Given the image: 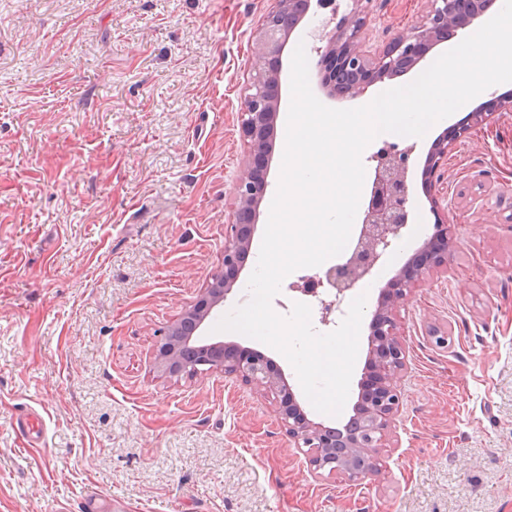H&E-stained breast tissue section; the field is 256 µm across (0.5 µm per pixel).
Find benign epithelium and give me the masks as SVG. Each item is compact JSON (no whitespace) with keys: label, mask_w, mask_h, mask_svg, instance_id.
<instances>
[{"label":"benign epithelium","mask_w":512,"mask_h":512,"mask_svg":"<svg viewBox=\"0 0 512 512\" xmlns=\"http://www.w3.org/2000/svg\"><path fill=\"white\" fill-rule=\"evenodd\" d=\"M314 1L319 5L334 2L274 0L275 6L265 16L253 46L256 73L241 112L247 169L233 188L234 209L231 223L224 226L222 261L196 301L160 336L154 365L170 380L220 371L253 386L272 398L289 440L295 447L307 449L313 473L326 471L348 482H357L369 473L359 465V460L372 459L385 446L399 416V380L407 366L400 314L415 288L435 274L448 272V251L454 245L448 225L435 224L419 252L379 291L369 323L365 372L358 383L354 404V418L361 421L358 428L349 424L340 431L310 420L297 403L281 368L264 353L235 342L204 343L194 338L212 309L231 292L250 252L259 206L268 187V156L280 109L284 53ZM371 2L354 0L355 7L349 16L319 34L324 46L317 48V66L323 71L322 87L330 97L357 98L377 82L408 73L432 48L448 41L457 31L472 27L495 4V0H427L429 10L420 22L395 33L371 52L363 37L368 23L367 4ZM496 112H512V97H491L471 113V124L452 127L432 143L422 170V184L430 193L433 208H439L440 198L432 194V188L445 173L448 154L472 126ZM415 149L414 143L403 147L388 143L371 156L376 162L375 178L351 253L323 275L304 279L312 289L292 286L294 291L317 297L320 324H337L347 292L371 278L392 246L402 238L409 219V170Z\"/></svg>","instance_id":"obj_1"}]
</instances>
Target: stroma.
Wrapping results in <instances>:
<instances>
[{
    "instance_id": "35a3bbf8",
    "label": "stroma",
    "mask_w": 512,
    "mask_h": 512,
    "mask_svg": "<svg viewBox=\"0 0 512 512\" xmlns=\"http://www.w3.org/2000/svg\"><path fill=\"white\" fill-rule=\"evenodd\" d=\"M274 0H0V512H512V112L471 128L448 158V273L401 317L402 406L361 484L310 471L270 398L212 372L172 381L157 336L224 252L245 169L240 113L252 46ZM351 0L312 7L292 35L320 90L318 32ZM427 0H373L384 44ZM276 124L256 237L279 182ZM417 139L409 223L380 288L433 231ZM260 249L199 330L283 369L278 351L215 324L250 299Z\"/></svg>"
}]
</instances>
